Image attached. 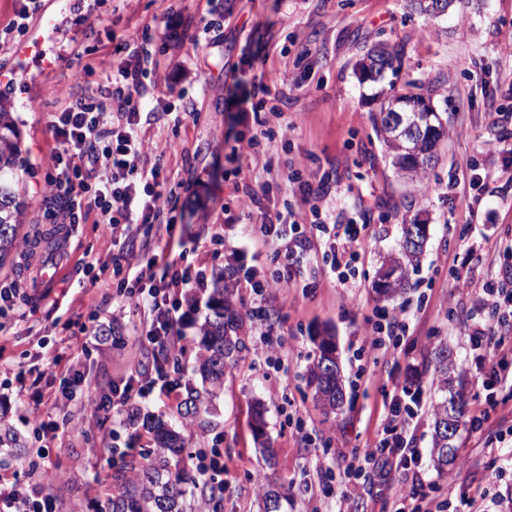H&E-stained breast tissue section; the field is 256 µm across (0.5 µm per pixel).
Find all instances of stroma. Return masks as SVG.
I'll list each match as a JSON object with an SVG mask.
<instances>
[{
	"label": "stroma",
	"instance_id": "stroma-1",
	"mask_svg": "<svg viewBox=\"0 0 512 512\" xmlns=\"http://www.w3.org/2000/svg\"><path fill=\"white\" fill-rule=\"evenodd\" d=\"M70 2L57 30L32 23L26 42L13 51L11 63L24 72V81L0 76V91L14 103L31 168L26 220L19 228L23 245L0 267V283H16L23 292L18 312L7 316L0 330V405L27 441L37 422L58 424L45 439L49 455L40 460L34 483L58 500L59 512H111L118 492L114 476L122 470L112 451L132 438L144 457H151L156 445L144 422L149 415L183 433L181 457L196 485L204 478L196 472L194 455L215 443L223 449L224 512H262L266 484L285 494L280 512H390L400 471H391L384 481L366 475L342 500L334 488L352 452L377 440L386 396L416 390L426 407L410 425L421 457L417 489L437 488L452 497L491 485L496 495L483 501L484 512H507L512 480H496L486 465L485 442L512 427V397L491 410L483 435L462 432L456 461L441 472L432 466L427 407L433 400L432 353L440 345L469 369L467 411L483 405L467 346L472 293L455 286L449 268L456 253L468 252V274L481 284L498 272L494 248L512 245V167L502 163L500 133L488 118L495 110L512 113V98L495 92L497 85L512 83V57H500L497 50L502 36L512 33V0H453L439 18L419 13L410 0H178L186 19L210 6L223 9L224 34L215 39L192 27L158 55L156 94L167 111L144 113L141 120L145 144L149 152L164 155L170 181L190 184L181 195L184 242L171 244V257L186 249L190 262L207 275L222 272L223 251L211 243L217 232L226 249L241 251L243 267H266V250L251 246L247 231L259 216L244 214L242 205L232 202V185L224 179L237 167L247 179L265 182L264 204L273 213L310 209L300 194L289 191L287 171H300L315 183L325 175L335 178L318 206L337 223L366 225L363 256L357 287H341L323 259L326 240L315 239L300 261L319 288L309 293L293 282L266 293L262 321L245 316L253 305L250 289L225 290L243 316L242 348L212 401L210 427L180 416V396L158 392L136 401L141 420L129 421L123 410L104 430L95 424L97 406L121 383L144 339L132 305L121 303L106 281L90 284L68 276L46 299L27 298L46 259L40 242L58 231L41 221L53 145L48 120L68 104L86 63H93L100 76L112 65L109 50L85 52L94 42L97 20L112 19L116 40L132 42L144 24L161 15L167 0ZM379 42L403 54L393 77L396 86L442 83L431 104L447 121L448 137L433 167L414 180L394 173L373 121L380 86L362 81L356 67ZM241 98L275 108L288 135L263 142L257 156L234 160L231 145L258 130L253 113L238 110ZM473 160L490 176L478 201L468 194ZM411 222L429 227L424 253L409 271L405 293L379 296L378 274L398 252L402 225ZM116 251L110 225L80 224L72 233L74 262L108 266ZM180 297L184 351L178 359H166L164 367L176 370L183 383L196 384L208 295L184 288ZM378 308H404L410 315V334L399 357H379L370 348L367 320ZM93 312L98 320H90ZM76 320L86 323L87 333L65 331V324ZM329 335L346 383L344 407L335 413L315 403L305 381L321 337ZM59 355L82 378L68 400L57 397L61 371L54 359ZM361 365L370 380L356 389L352 383ZM23 371L38 376V384L20 385ZM259 409L265 421L260 430L255 427Z\"/></svg>",
	"mask_w": 512,
	"mask_h": 512
}]
</instances>
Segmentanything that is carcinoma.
I'll list each match as a JSON object with an SVG mask.
<instances>
[{
	"label": "carcinoma",
	"mask_w": 512,
	"mask_h": 512,
	"mask_svg": "<svg viewBox=\"0 0 512 512\" xmlns=\"http://www.w3.org/2000/svg\"><path fill=\"white\" fill-rule=\"evenodd\" d=\"M374 48H369L359 62L360 70L381 72L393 67L399 54L373 57ZM438 91V85L430 83L417 87V91L401 92L390 86V93L382 102L380 112L375 115L376 131L386 146L391 166L398 176L412 179L425 173L435 162L439 143L447 136L446 126L439 113L427 104V99ZM13 103L0 94V265L19 245L18 229L22 224L25 209L24 175L27 174V159L23 156L21 131L18 119L12 115ZM413 113L418 116L420 126L416 132H408L399 139L393 133L389 118L394 112ZM417 224L402 225L399 256L393 258L390 266L377 282L376 289L383 295L393 294L407 285L408 267L418 263L427 240V232L417 234L418 241L407 242L410 229ZM208 313L200 326L203 353L200 359V373L203 381L211 387L224 383V359L239 349V340L231 336L236 318L230 306L224 301V275L213 282L207 301ZM336 355L333 338L322 339L318 353L310 364L308 384L314 391L315 400L327 411H335L344 403L342 375H329L324 362ZM438 389L433 405V432L431 452L437 470L442 471L454 463L458 448L449 443L465 427V381L464 369L456 363L448 347L435 348L432 358ZM205 405L204 396L195 388L186 390L182 403L184 415L198 418ZM453 431H448V428ZM158 447L162 448L149 461L135 479L121 483V494L112 500V512H180L179 499L184 491L181 485L187 480L181 467L179 454L184 447L178 432L161 420L150 423ZM25 447L21 437L9 422L8 416L0 412V448H10L14 456L23 458L21 448Z\"/></svg>",
	"instance_id": "cac0c4a2"
}]
</instances>
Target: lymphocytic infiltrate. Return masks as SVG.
Segmentation results:
<instances>
[{
  "label": "lymphocytic infiltrate",
  "mask_w": 512,
  "mask_h": 512,
  "mask_svg": "<svg viewBox=\"0 0 512 512\" xmlns=\"http://www.w3.org/2000/svg\"><path fill=\"white\" fill-rule=\"evenodd\" d=\"M42 9L41 0H14L13 15L0 24V50L24 41L31 21ZM172 27L158 29L146 25L136 43L113 44L112 55L118 63L100 81H93L94 69L85 66L89 81L80 94L51 116L48 125L53 146L46 172L49 190L43 211L47 224H84L88 219L108 224L113 234L125 243L137 244L135 261L126 252L112 258L111 284L117 295L135 300L140 315V333L149 345L162 350L175 349L180 338L177 299L179 288H206L203 273L178 267L167 261L148 238H139L142 226L162 224L173 229L180 223L183 207L174 188L168 187L163 156L148 158L140 135L142 113L159 109L155 94L154 69L159 47L176 41ZM307 217L290 213L288 223L273 221L263 215L252 225L253 244L270 249L267 269L246 271L235 254L224 260L225 285L248 284L255 296L274 288H284L295 280V259L309 244ZM364 227L360 224H335L331 227V244L327 252L330 266L337 272L338 283L356 287L355 267L361 255ZM503 282L486 288L474 300L468 343L474 363L482 377L486 406L470 415L469 431L482 434L489 419L490 406L497 403L502 381L512 378V349L503 350L497 332L504 316L512 317V263L501 265ZM372 350L398 356L410 323L404 311L375 310L371 320ZM174 382L157 384L145 366H138L123 387L113 388L112 403L103 405L98 426H106L111 414L126 407L133 399H147L155 390L172 393ZM420 409L418 400L392 396L382 419V433L373 447L355 452L344 469V478L336 492L347 495L369 466L410 470L417 465L419 451L407 433L410 419ZM474 499L469 493L442 501L419 494L416 488L400 487L393 494V512H471ZM0 512H56L53 497L37 485L13 482L0 487Z\"/></svg>",
  "instance_id": "lymphocytic-infiltrate-1"
}]
</instances>
